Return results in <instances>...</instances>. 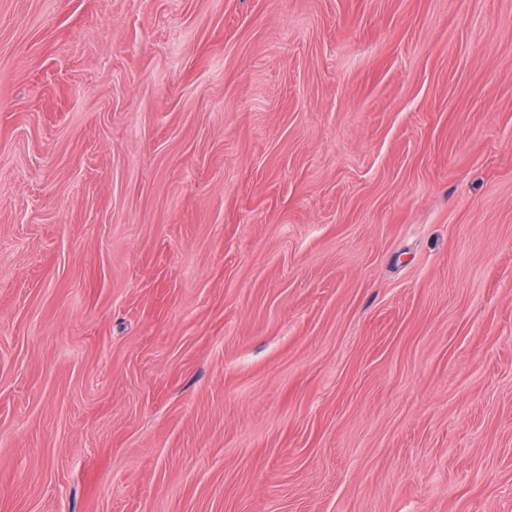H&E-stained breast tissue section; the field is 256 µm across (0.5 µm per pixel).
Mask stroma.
I'll use <instances>...</instances> for the list:
<instances>
[{
  "label": "stroma",
  "mask_w": 512,
  "mask_h": 512,
  "mask_svg": "<svg viewBox=\"0 0 512 512\" xmlns=\"http://www.w3.org/2000/svg\"><path fill=\"white\" fill-rule=\"evenodd\" d=\"M0 512H512V0H0Z\"/></svg>",
  "instance_id": "35a3bbf8"
}]
</instances>
